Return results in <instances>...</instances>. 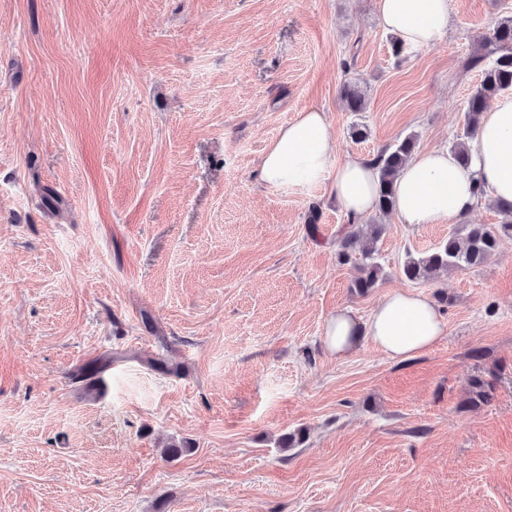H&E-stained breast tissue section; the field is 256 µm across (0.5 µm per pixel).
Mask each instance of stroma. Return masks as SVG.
I'll return each mask as SVG.
<instances>
[{"mask_svg": "<svg viewBox=\"0 0 512 512\" xmlns=\"http://www.w3.org/2000/svg\"><path fill=\"white\" fill-rule=\"evenodd\" d=\"M377 2L0 0V512H512V238L422 285L436 346L339 359L329 315L462 225L371 213L361 294L329 184L260 178L312 106L340 160L462 138L461 63L512 0H451L400 56ZM341 101L347 112H363L367 109L365 92L356 81H348L343 84Z\"/></svg>", "mask_w": 512, "mask_h": 512, "instance_id": "1", "label": "stroma"}]
</instances>
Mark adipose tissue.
Masks as SVG:
<instances>
[{
  "mask_svg": "<svg viewBox=\"0 0 512 512\" xmlns=\"http://www.w3.org/2000/svg\"><path fill=\"white\" fill-rule=\"evenodd\" d=\"M379 22L407 49L438 42L450 22V0H379ZM336 129L324 112L310 107L280 127L260 160L263 181L274 188L330 183L336 200L352 220L373 212L378 169L372 159L352 155L337 160ZM469 169L453 153L436 147L414 155L396 182V212L409 224H452L476 209L475 182L487 199L512 202V92L496 97L484 112L470 146ZM447 332L439 307L423 292L394 291L368 320L349 308L327 320L324 344L337 358L370 340L389 358L408 360L434 347Z\"/></svg>",
  "mask_w": 512,
  "mask_h": 512,
  "instance_id": "obj_1",
  "label": "adipose tissue"
}]
</instances>
